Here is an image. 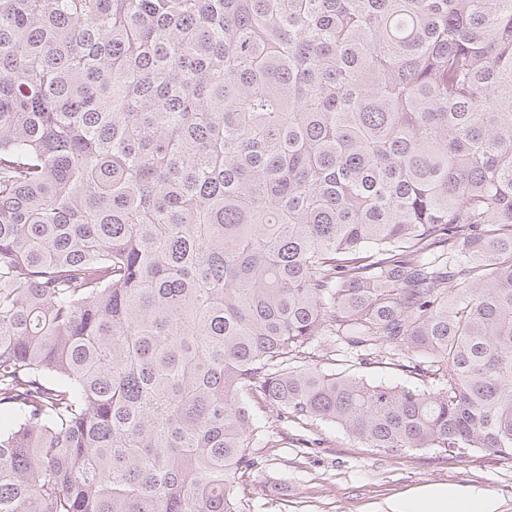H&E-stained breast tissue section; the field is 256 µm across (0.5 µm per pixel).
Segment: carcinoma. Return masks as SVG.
<instances>
[{"label": "carcinoma", "mask_w": 512, "mask_h": 512, "mask_svg": "<svg viewBox=\"0 0 512 512\" xmlns=\"http://www.w3.org/2000/svg\"><path fill=\"white\" fill-rule=\"evenodd\" d=\"M267 408L512 454V0H0V512H237ZM356 358L357 356L353 354L337 356L336 359L340 361L336 362L339 363L336 364V371L346 370L349 374L363 377L369 381L385 382L393 386L411 387L417 385L416 379L394 368L395 366L386 364H360V360Z\"/></svg>", "instance_id": "obj_1"}]
</instances>
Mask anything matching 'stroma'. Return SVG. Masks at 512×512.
Segmentation results:
<instances>
[{
    "mask_svg": "<svg viewBox=\"0 0 512 512\" xmlns=\"http://www.w3.org/2000/svg\"><path fill=\"white\" fill-rule=\"evenodd\" d=\"M339 370L370 381L414 386L415 380L394 366L363 364L341 356ZM285 440L270 449L242 477L239 512H383L386 502L427 485L474 492L491 498L497 512H512V455L489 451L451 457L430 449L386 454L319 422L311 431L315 445L300 448L285 426Z\"/></svg>",
    "mask_w": 512,
    "mask_h": 512,
    "instance_id": "35a3bbf8",
    "label": "stroma"
}]
</instances>
